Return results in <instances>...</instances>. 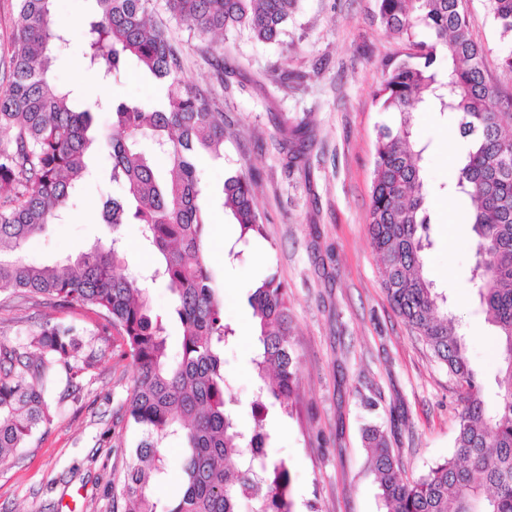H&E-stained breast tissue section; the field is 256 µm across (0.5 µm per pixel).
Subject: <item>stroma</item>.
Instances as JSON below:
<instances>
[{
	"mask_svg": "<svg viewBox=\"0 0 512 512\" xmlns=\"http://www.w3.org/2000/svg\"><path fill=\"white\" fill-rule=\"evenodd\" d=\"M472 37L484 45L490 84L512 93V73L500 66L502 43L486 0H469ZM183 50V76L215 87L230 121L224 156L201 158L208 267L216 278L224 321L236 332L224 350L228 396L241 426L252 424L254 324L248 293L276 276L288 295L290 344L296 358L297 407L277 416L271 454L285 460L295 512H385L363 443L366 426L388 435L403 476L426 474L447 459L457 434L460 392L445 365L390 304L368 233L377 132L393 123L374 97L384 65L404 57L408 42L381 24L377 0H300L279 42L247 34L221 40L224 77L201 59L200 42L179 19L164 15ZM81 41L58 56L52 78L78 91L80 107L94 99L154 101L162 92L127 64L93 96L81 94ZM308 121L305 164L288 166L280 147L282 119ZM415 137L426 144L423 166L431 184L427 251L429 275L448 297V314L464 336L489 405L498 402V339L469 283L476 256L465 223L467 204L449 190L456 164L457 127L437 112L414 114ZM109 154H93L67 219L32 238L30 259L50 260L86 251L112 236L101 203L125 193L110 181ZM253 179L263 215L257 243L242 244L218 190L225 178ZM29 329L51 321L88 329L87 349L101 355L85 375L78 399L38 430L17 458L0 466V512H122L119 498L132 432L121 418L137 369L111 337L94 335L91 312L29 306Z\"/></svg>",
	"mask_w": 512,
	"mask_h": 512,
	"instance_id": "35a3bbf8",
	"label": "stroma"
}]
</instances>
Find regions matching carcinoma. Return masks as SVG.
I'll return each mask as SVG.
<instances>
[{
  "mask_svg": "<svg viewBox=\"0 0 512 512\" xmlns=\"http://www.w3.org/2000/svg\"><path fill=\"white\" fill-rule=\"evenodd\" d=\"M9 83L0 91V293L59 310L91 309L119 336L138 368L126 403V425L138 438L129 449L121 497L125 512H293L288 464L270 456L269 409L293 415L297 373L289 342L288 298L267 278L248 297L259 334L252 360L256 395L252 426L239 427L225 399L224 345L234 330L205 262L207 194L198 161L224 152V111L211 92L183 78L182 50L151 21L153 0H95L82 33L88 69L106 80L134 61L166 89L154 107L112 104V129L92 130L90 109L76 110L73 90L49 81L68 34L53 21L55 0H17ZM299 0H165L166 9L205 44V61L221 76L224 58L211 36L245 29L262 43L280 40ZM381 23L414 52L385 65L375 94L380 111L397 122L380 127L373 167L369 235L393 308L448 369L462 409L448 459L418 478L403 479L387 434L364 429L365 447L386 512H512V93L486 81V48L470 35L465 0H378ZM500 39L512 41V0H486ZM430 32L415 41L416 29ZM427 105L448 114L468 142L454 175V193L467 198L476 261L469 282L499 335L502 377L491 411L471 366L464 338L448 316L447 297L426 272L430 218L412 113ZM307 122H283L288 165L307 147ZM150 142L153 156L142 150ZM112 158L111 178L125 196L102 205L112 239L75 258L30 263L28 241L63 220L87 171L92 145ZM238 240L262 235L250 178L237 174L221 188ZM140 226L160 259L146 274H125L119 228ZM174 296L170 316L182 326L179 359H171L165 319L154 313L147 281ZM81 329L45 323L23 340H0V465L7 464L77 396V379L94 366ZM64 390L57 392L60 383ZM185 443L180 498L163 503L153 486L168 469L163 441Z\"/></svg>",
  "mask_w": 512,
  "mask_h": 512,
  "instance_id": "obj_1",
  "label": "carcinoma"
}]
</instances>
